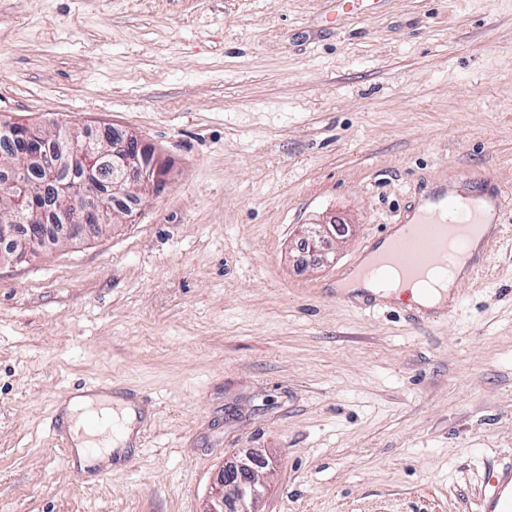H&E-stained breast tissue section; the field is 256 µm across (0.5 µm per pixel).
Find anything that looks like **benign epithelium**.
Listing matches in <instances>:
<instances>
[{
  "label": "benign epithelium",
  "instance_id": "benign-epithelium-1",
  "mask_svg": "<svg viewBox=\"0 0 512 512\" xmlns=\"http://www.w3.org/2000/svg\"><path fill=\"white\" fill-rule=\"evenodd\" d=\"M0 153L19 160L13 178L0 182V192L22 203L0 223V241L25 224L27 253L44 244V222L58 211L64 217L56 237L68 241L114 219L113 195L135 199L167 186V163L138 135H117L108 126L82 138L65 133L51 139L41 125L12 124L0 131ZM260 461L256 453L224 466L204 512H257Z\"/></svg>",
  "mask_w": 512,
  "mask_h": 512
}]
</instances>
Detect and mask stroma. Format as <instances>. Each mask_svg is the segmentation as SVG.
Returning <instances> with one entry per match:
<instances>
[{
	"label": "stroma",
	"mask_w": 512,
	"mask_h": 512,
	"mask_svg": "<svg viewBox=\"0 0 512 512\" xmlns=\"http://www.w3.org/2000/svg\"><path fill=\"white\" fill-rule=\"evenodd\" d=\"M139 135L169 166L127 224L0 261V512H481L512 467V240L440 321L336 275L416 188L512 185V0H0V124ZM133 393L80 468L73 384ZM258 462L262 464L261 456L255 453L224 466L204 512H257L262 495Z\"/></svg>",
	"instance_id": "stroma-1"
}]
</instances>
